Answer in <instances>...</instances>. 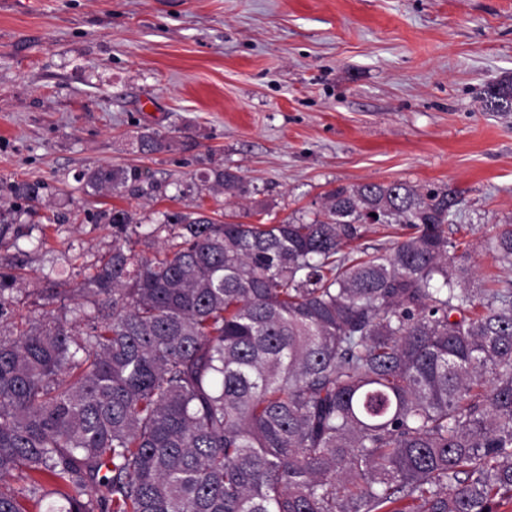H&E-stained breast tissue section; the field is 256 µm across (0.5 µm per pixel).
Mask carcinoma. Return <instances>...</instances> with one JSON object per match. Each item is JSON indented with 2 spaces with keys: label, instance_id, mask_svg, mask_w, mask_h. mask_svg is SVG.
Here are the masks:
<instances>
[{
  "label": "carcinoma",
  "instance_id": "cac0c4a2",
  "mask_svg": "<svg viewBox=\"0 0 512 512\" xmlns=\"http://www.w3.org/2000/svg\"><path fill=\"white\" fill-rule=\"evenodd\" d=\"M490 98L512 102V78ZM139 151L164 137L137 135ZM82 174L90 195L141 180ZM245 193L230 169L203 176ZM41 180L9 193L42 202ZM460 195L404 182L326 192L309 220L201 206L122 236L43 289L0 265V512H493L512 502V224L449 261ZM376 217H370V214ZM402 229L373 252L353 243ZM21 236L0 211V247ZM165 237L146 255L136 243ZM58 498L60 508L45 506ZM452 229H448V237L452 240L457 241H467L470 242V244H473L470 246L469 249V257L467 256L465 258H461V254L464 252V246H460L458 250L453 251L450 250L451 255H455L457 262L456 264H471V265H477L480 268V273L482 276L490 275V274H496L500 273V270L495 267L494 263L492 262L491 258L485 256L481 251L480 248H475L478 243V238L481 235L480 233L476 234H466L465 230H461L460 232H456V226H450Z\"/></svg>",
  "mask_w": 512,
  "mask_h": 512
}]
</instances>
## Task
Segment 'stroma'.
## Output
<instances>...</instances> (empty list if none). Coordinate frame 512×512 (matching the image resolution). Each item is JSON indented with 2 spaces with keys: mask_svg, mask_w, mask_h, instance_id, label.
Wrapping results in <instances>:
<instances>
[{
  "mask_svg": "<svg viewBox=\"0 0 512 512\" xmlns=\"http://www.w3.org/2000/svg\"><path fill=\"white\" fill-rule=\"evenodd\" d=\"M512 0H0V206L43 180V228L0 264L24 293L78 283L120 207L150 223L200 205L226 221L306 219L365 182L460 191L457 223H512ZM144 130L167 139L143 156ZM137 167L154 191L87 195L89 168ZM230 168L246 192L201 177Z\"/></svg>",
  "mask_w": 512,
  "mask_h": 512,
  "instance_id": "35a3bbf8",
  "label": "stroma"
}]
</instances>
